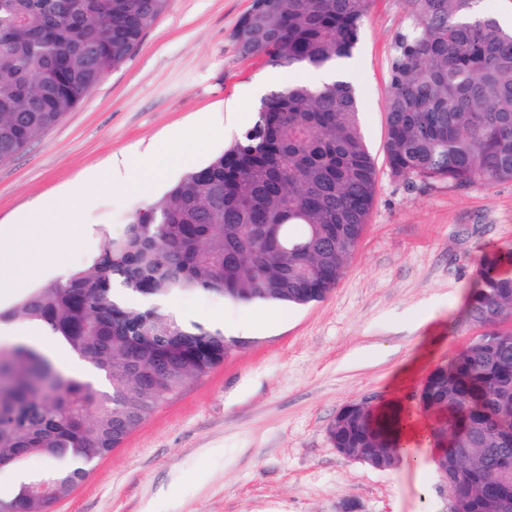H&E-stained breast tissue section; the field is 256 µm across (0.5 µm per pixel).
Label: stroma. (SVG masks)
Listing matches in <instances>:
<instances>
[{"instance_id":"stroma-1","label":"stroma","mask_w":512,"mask_h":512,"mask_svg":"<svg viewBox=\"0 0 512 512\" xmlns=\"http://www.w3.org/2000/svg\"><path fill=\"white\" fill-rule=\"evenodd\" d=\"M251 0H170L165 14L121 67L82 104L0 164V226L21 223L44 203L59 224L35 232L62 259L0 294V308L89 263L104 238L123 234L148 198L97 183L120 156L171 143L162 196L186 172L223 153L250 124L246 92L266 72L234 39ZM405 0H371L349 69L375 157L386 135L392 44ZM84 192L73 207L68 194ZM84 232L65 242L67 224ZM512 247V181L464 190L413 185L380 170L365 232L335 290L255 327L253 309L208 293L171 296L188 320L250 341L223 364L165 401L86 479L46 512H449L434 468L436 415L417 395L482 327L463 317L480 250ZM391 401L412 414L409 453L391 470L339 454L328 428L348 403Z\"/></svg>"}]
</instances>
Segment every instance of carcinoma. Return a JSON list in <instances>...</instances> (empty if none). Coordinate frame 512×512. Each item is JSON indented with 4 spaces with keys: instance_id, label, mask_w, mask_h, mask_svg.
Listing matches in <instances>:
<instances>
[{
    "instance_id": "carcinoma-1",
    "label": "carcinoma",
    "mask_w": 512,
    "mask_h": 512,
    "mask_svg": "<svg viewBox=\"0 0 512 512\" xmlns=\"http://www.w3.org/2000/svg\"><path fill=\"white\" fill-rule=\"evenodd\" d=\"M386 100L388 173L408 184L463 190L512 181V27L483 0H406ZM169 0H0V164L77 108L122 66ZM370 0H252L239 52L272 69L353 58ZM351 80L292 79L269 90L256 120L221 155L133 212L90 263L34 288L0 321L23 319L58 337L104 377L65 379L32 347L0 375V458L31 475L0 512H44L85 480L170 396L247 340L160 308L183 293L294 309L323 300L342 277L375 200L378 168ZM464 317L489 329L433 368L420 391L448 409V461L465 453L460 512H501L495 481L512 486V248L476 261ZM329 428L335 448H391L410 415L348 405Z\"/></svg>"
}]
</instances>
